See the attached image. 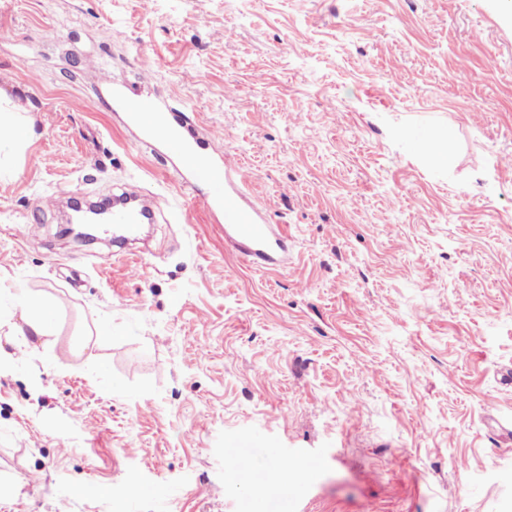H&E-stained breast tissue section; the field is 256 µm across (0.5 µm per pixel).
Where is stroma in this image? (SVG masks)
Masks as SVG:
<instances>
[{
    "mask_svg": "<svg viewBox=\"0 0 512 512\" xmlns=\"http://www.w3.org/2000/svg\"><path fill=\"white\" fill-rule=\"evenodd\" d=\"M499 0H0V92L33 139L0 180V512H512V21ZM192 106L288 265L262 269L97 80ZM450 138L433 161L423 143ZM134 183L180 209L112 239L41 197ZM255 475L315 462L250 500ZM465 462L468 484L455 472ZM14 302L22 311V318L30 333L41 337L53 335V309L50 303L23 291L14 295Z\"/></svg>",
    "mask_w": 512,
    "mask_h": 512,
    "instance_id": "obj_1",
    "label": "stroma"
}]
</instances>
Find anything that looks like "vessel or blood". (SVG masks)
<instances>
[{
  "label": "vessel or blood",
  "mask_w": 512,
  "mask_h": 512,
  "mask_svg": "<svg viewBox=\"0 0 512 512\" xmlns=\"http://www.w3.org/2000/svg\"><path fill=\"white\" fill-rule=\"evenodd\" d=\"M102 85L111 89L113 107L126 112L129 123L141 131L144 140L156 136L164 140L179 162L183 185L193 188L204 183L209 186L210 192L201 203L207 210H222L225 238L235 241L245 257L269 268L287 265V238L267 223L263 203L239 187V174L224 148L211 145L205 152H198L194 141L183 133L186 113L156 98L130 94L127 89L113 86L108 79L103 80ZM124 195L125 204L113 207L106 217L113 237L120 239L134 236L145 223L147 214H162L173 206L171 198L158 194L153 196L150 210H143L135 204L137 194L131 185L125 188Z\"/></svg>",
  "instance_id": "b4317fda"
}]
</instances>
